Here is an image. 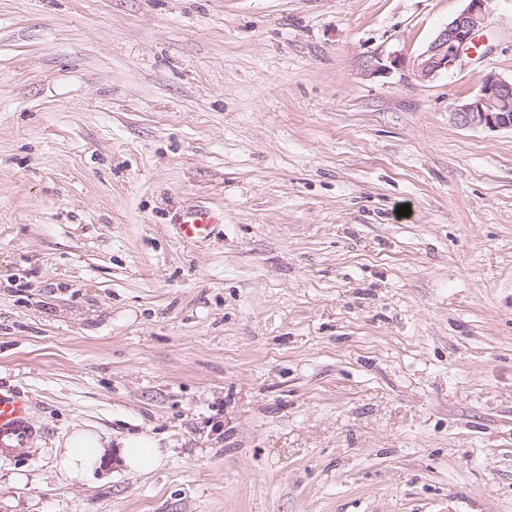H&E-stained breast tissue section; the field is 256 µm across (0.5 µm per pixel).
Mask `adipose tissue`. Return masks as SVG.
I'll use <instances>...</instances> for the list:
<instances>
[{
    "instance_id": "ef3b65f1",
    "label": "adipose tissue",
    "mask_w": 512,
    "mask_h": 512,
    "mask_svg": "<svg viewBox=\"0 0 512 512\" xmlns=\"http://www.w3.org/2000/svg\"><path fill=\"white\" fill-rule=\"evenodd\" d=\"M109 445L103 431L86 425L74 426L59 446L55 466L69 482L89 483L93 481ZM170 453V448L162 446L159 439L132 434L123 440L120 456L127 470L150 473L161 468Z\"/></svg>"
}]
</instances>
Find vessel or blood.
<instances>
[{"mask_svg": "<svg viewBox=\"0 0 512 512\" xmlns=\"http://www.w3.org/2000/svg\"><path fill=\"white\" fill-rule=\"evenodd\" d=\"M176 221L182 238L193 242L208 237L223 223L224 213L197 205L182 211ZM42 434L31 420L28 398L16 390H0V460L27 458Z\"/></svg>", "mask_w": 512, "mask_h": 512, "instance_id": "1", "label": "vessel or blood"}]
</instances>
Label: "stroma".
Segmentation results:
<instances>
[{
	"instance_id": "stroma-1",
	"label": "stroma",
	"mask_w": 512,
	"mask_h": 512,
	"mask_svg": "<svg viewBox=\"0 0 512 512\" xmlns=\"http://www.w3.org/2000/svg\"><path fill=\"white\" fill-rule=\"evenodd\" d=\"M464 6L0 0V388L46 431L0 512H512V131L451 115L512 0L412 69ZM466 6L439 31L428 49L413 60L421 80L453 69L464 55H470L477 35L486 28L492 0H464ZM176 221L181 237L187 242H194L208 237L218 224H223L224 212L197 205L182 211ZM110 440L101 430L86 425L71 428L55 456L58 472L69 482L87 484L104 459ZM144 434H132L122 441L120 456L128 471L150 473L161 468L170 455L169 447Z\"/></svg>"
}]
</instances>
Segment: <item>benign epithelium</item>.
I'll list each match as a JSON object with an SVG mask.
<instances>
[{
    "mask_svg": "<svg viewBox=\"0 0 512 512\" xmlns=\"http://www.w3.org/2000/svg\"><path fill=\"white\" fill-rule=\"evenodd\" d=\"M465 2L466 6L439 31L428 49L413 60V69L420 79L453 69L472 51L477 35L486 28L492 0ZM452 117L463 127L512 130V79L487 73L478 93L457 102Z\"/></svg>",
    "mask_w": 512,
    "mask_h": 512,
    "instance_id": "1",
    "label": "benign epithelium"
}]
</instances>
